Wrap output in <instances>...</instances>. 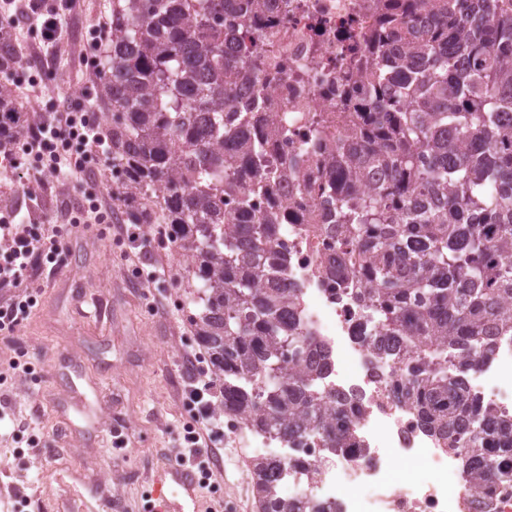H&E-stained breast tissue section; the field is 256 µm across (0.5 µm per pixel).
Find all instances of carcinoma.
<instances>
[{"label":"carcinoma","mask_w":512,"mask_h":512,"mask_svg":"<svg viewBox=\"0 0 512 512\" xmlns=\"http://www.w3.org/2000/svg\"><path fill=\"white\" fill-rule=\"evenodd\" d=\"M266 0H112V28L97 62L95 106L105 109L112 166L125 175L122 220L164 224L199 283L190 316L224 413L289 446L313 431L341 454L355 441L352 402L320 390L322 351L285 284L277 228L288 206L247 212L250 191L293 175L266 157L249 103L236 121L241 76L273 61L256 13ZM376 67L359 68L370 92L344 126L320 190L332 201L326 227L344 240L334 274L359 278L369 343L415 364L406 399L449 448L463 450L464 487L512 480V416L490 409L459 378L460 363L491 350L493 329L512 330V0H383ZM239 37L224 33V13ZM17 66L13 27L0 23V73ZM29 117L0 92V153ZM373 170L383 181L365 192ZM236 197L241 215H224ZM262 512H329L288 498V465L252 460Z\"/></svg>","instance_id":"cac0c4a2"}]
</instances>
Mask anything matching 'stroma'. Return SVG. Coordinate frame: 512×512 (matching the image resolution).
<instances>
[{
	"label": "stroma",
	"mask_w": 512,
	"mask_h": 512,
	"mask_svg": "<svg viewBox=\"0 0 512 512\" xmlns=\"http://www.w3.org/2000/svg\"><path fill=\"white\" fill-rule=\"evenodd\" d=\"M109 0H80L61 16L69 46L54 65L24 58L6 81L33 119L52 108L86 109L96 91L95 58L108 31L88 26L110 17ZM37 79L39 97L22 86ZM41 166L22 157L0 177V192L14 195L9 221L55 223L67 256L57 273H41L37 307L16 331H0V512H147L157 473L176 465L174 442L194 412L181 392L191 380L182 362L199 351L189 320L194 280L187 258L156 234L137 226L140 238L117 236L109 224H71L84 181L52 177L51 192L18 195L15 175L33 177ZM171 268L147 282L145 274ZM30 365L29 373L12 363ZM35 418L30 431L20 418ZM210 448L219 453L217 492L197 493L199 512H260L250 458L224 427L216 406Z\"/></svg>",
	"instance_id": "stroma-1"
}]
</instances>
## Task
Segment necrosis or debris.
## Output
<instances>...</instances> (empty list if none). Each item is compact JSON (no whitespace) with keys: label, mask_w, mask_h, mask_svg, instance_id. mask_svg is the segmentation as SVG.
Here are the masks:
<instances>
[{"label":"necrosis or debris","mask_w":512,"mask_h":512,"mask_svg":"<svg viewBox=\"0 0 512 512\" xmlns=\"http://www.w3.org/2000/svg\"><path fill=\"white\" fill-rule=\"evenodd\" d=\"M373 0H269L257 20L268 31L280 59L265 73L261 88L243 85L242 99L261 102L257 126L287 125L288 134L269 140L281 164L307 156L310 190L295 182L272 192L249 194L255 214L287 204L293 221L281 225L277 244L288 264V285L299 289V320L324 345L327 367L322 391L352 400L359 447L330 456L317 434H302L295 447H282L242 419L225 416L230 438L260 454L305 464L307 473L291 478L292 494L304 493L336 512H512V483L493 491L465 494L460 488V456L443 447L422 425L401 392L406 365L376 355L364 337L370 330L360 300L362 284L341 282L322 267L340 243L322 224L329 210L316 188L326 159L336 149V81L350 47L378 27ZM467 386L498 416L512 415V332L496 335L478 366L467 368Z\"/></svg>","instance_id":"necrosis-or-debris-1"}]
</instances>
